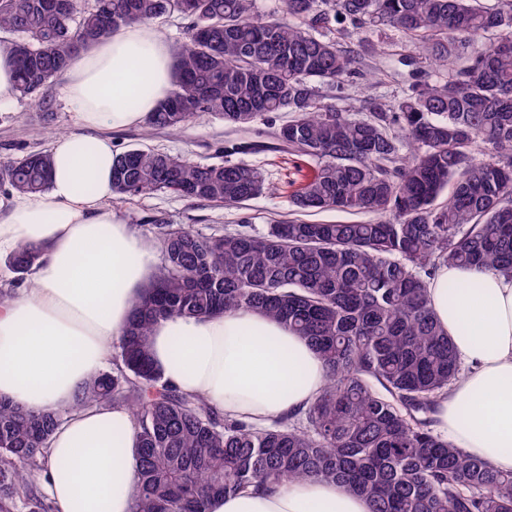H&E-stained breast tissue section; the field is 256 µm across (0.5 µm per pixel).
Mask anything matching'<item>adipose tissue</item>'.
<instances>
[{
	"mask_svg": "<svg viewBox=\"0 0 512 512\" xmlns=\"http://www.w3.org/2000/svg\"><path fill=\"white\" fill-rule=\"evenodd\" d=\"M171 89L172 50L149 23L120 28L69 60L63 94L81 130L50 144L47 193L0 200V255L25 242L46 247L25 286L0 305V396L33 410L69 409L153 281V245L108 207L110 133L143 122ZM428 291L466 365L438 403V427L455 446L512 471V277L443 266ZM151 353L167 381L231 419L297 412L326 381L307 340L246 309L159 320ZM138 457L130 411L89 406L51 436L41 485L55 512H132ZM211 512H369V504L307 479L216 499Z\"/></svg>",
	"mask_w": 512,
	"mask_h": 512,
	"instance_id": "adipose-tissue-1",
	"label": "adipose tissue"
}]
</instances>
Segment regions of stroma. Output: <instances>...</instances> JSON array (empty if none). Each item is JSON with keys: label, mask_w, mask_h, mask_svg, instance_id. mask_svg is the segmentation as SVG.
Masks as SVG:
<instances>
[{"label": "stroma", "mask_w": 512, "mask_h": 512, "mask_svg": "<svg viewBox=\"0 0 512 512\" xmlns=\"http://www.w3.org/2000/svg\"><path fill=\"white\" fill-rule=\"evenodd\" d=\"M370 63L381 69L382 77L379 82H362L350 88L351 106H360L364 100L374 96L388 99L398 97L406 86L405 70L390 56L373 55ZM46 95L51 101V108L47 111L17 97L0 108V158H21L29 152L47 147L52 131H77L74 115L66 105L60 85L49 87ZM143 133V126H131L113 132L112 141L120 151L145 141L151 147L185 156L200 164H217L225 160V141L240 136L237 129L224 126L222 121L208 115L198 117L179 134L157 131L147 139ZM246 160L264 169L270 189L244 204L224 206L157 193L116 200L112 208L124 223L130 224L139 234L144 233L146 224L153 221L184 225L208 234L217 229L232 230L243 226L263 233L269 225L289 219L321 223L364 222L368 219L364 213L353 215L336 210L312 213L293 210L289 196L308 171L307 163L297 157L264 152L247 155Z\"/></svg>", "instance_id": "obj_1"}]
</instances>
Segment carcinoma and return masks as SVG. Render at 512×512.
I'll return each mask as SVG.
<instances>
[{"mask_svg": "<svg viewBox=\"0 0 512 512\" xmlns=\"http://www.w3.org/2000/svg\"><path fill=\"white\" fill-rule=\"evenodd\" d=\"M180 14L173 92L148 130L180 132L201 114L248 130L290 119L269 148L308 157L298 210L371 213L351 223L286 221L263 234L148 229L162 265L135 304L115 370L90 377L72 408L121 405L142 453L134 512H209L213 498L309 478L365 497L371 512H512V472L455 447L430 414L460 362L427 293L442 265L512 276V0H0L15 95L47 107L43 90L68 60L122 26ZM398 54L401 96L340 105L378 77L368 50ZM330 85L336 101L320 88ZM201 165L137 144L115 155L116 199L163 192L224 205L263 194L261 168ZM51 155L0 159V184L49 189ZM450 190L445 202L439 198ZM43 247L8 258L25 276ZM250 309L304 337L327 381L299 413L231 421L170 385L150 353L161 318ZM70 410L34 411L0 398V512H51L34 477Z\"/></svg>", "mask_w": 512, "mask_h": 512, "instance_id": "obj_1", "label": "carcinoma"}]
</instances>
